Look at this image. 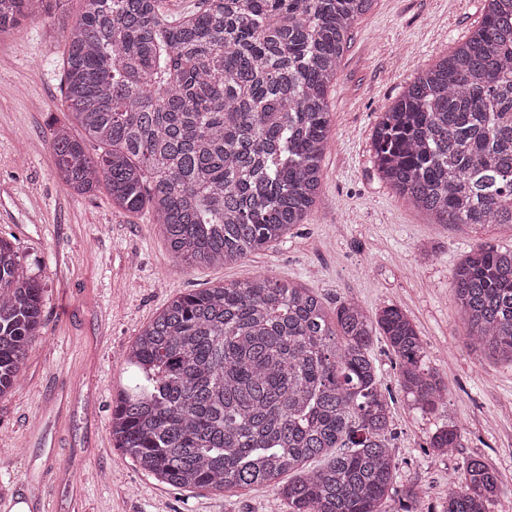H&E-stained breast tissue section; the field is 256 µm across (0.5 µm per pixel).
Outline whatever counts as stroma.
I'll use <instances>...</instances> for the list:
<instances>
[{
    "label": "stroma",
    "instance_id": "stroma-1",
    "mask_svg": "<svg viewBox=\"0 0 512 512\" xmlns=\"http://www.w3.org/2000/svg\"><path fill=\"white\" fill-rule=\"evenodd\" d=\"M485 8V0H373L329 90L330 138L310 216L278 245L203 269L174 263L149 211L116 208L103 187L71 194L54 177L49 138L65 119L63 52L80 0H67L53 21L0 35V236L45 289L42 337L18 387L0 399V448L13 451L0 457V498L41 493L52 512H288L270 486L160 485L109 434L112 399L131 380L124 355L140 328L180 293L266 274L314 289L330 310L347 300L370 312L397 305L447 384V406L422 413L398 385L397 358L375 339L398 462L389 512H441L449 475L474 456L500 481L489 512H512V364L473 346L451 285L482 240L512 247V228L432 224L381 179L372 147L383 112L480 24ZM451 424L461 447L428 448L431 434ZM411 486L418 500L408 507Z\"/></svg>",
    "mask_w": 512,
    "mask_h": 512
}]
</instances>
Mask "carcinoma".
<instances>
[{
	"mask_svg": "<svg viewBox=\"0 0 512 512\" xmlns=\"http://www.w3.org/2000/svg\"><path fill=\"white\" fill-rule=\"evenodd\" d=\"M64 2L0 0V34ZM83 2L63 90L83 136L53 129L58 181L150 210L188 268L244 260L304 223L322 185L328 90L373 0H201L180 17L160 0ZM373 149L381 178L434 223L512 226V0H487L479 26L404 88ZM452 291L473 344L512 363V248L479 243ZM43 292L0 237V399L41 338ZM379 330L400 389L424 412L443 406L448 386L396 306L373 316L346 301L330 314L311 289L268 275L184 293L130 345L137 383L112 401L113 445L175 489L266 485L288 512H386L396 462L371 355ZM461 440L448 426L430 447ZM450 485L443 512H488L499 491L478 457Z\"/></svg>",
	"mask_w": 512,
	"mask_h": 512,
	"instance_id": "carcinoma-1",
	"label": "carcinoma"
}]
</instances>
